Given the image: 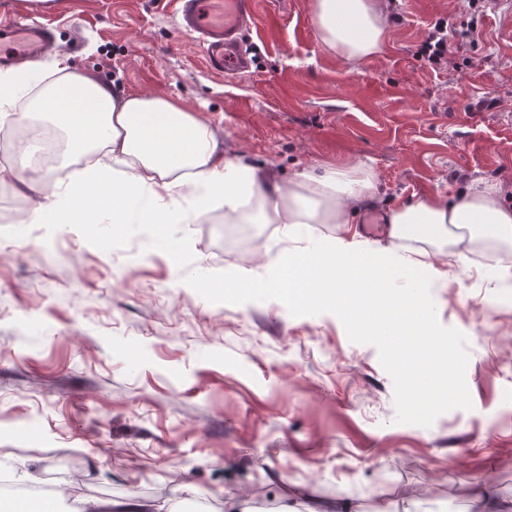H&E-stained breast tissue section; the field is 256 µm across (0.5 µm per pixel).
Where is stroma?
Returning <instances> with one entry per match:
<instances>
[{
  "instance_id": "stroma-1",
  "label": "stroma",
  "mask_w": 512,
  "mask_h": 512,
  "mask_svg": "<svg viewBox=\"0 0 512 512\" xmlns=\"http://www.w3.org/2000/svg\"><path fill=\"white\" fill-rule=\"evenodd\" d=\"M42 20L61 63L118 95L149 92L208 120L228 156L288 181L305 168L370 163L385 192L357 227L426 193L481 177L512 183V0H391L387 44L347 67L320 41L313 0H256L259 50L233 78L204 64L170 0H51ZM476 28L437 67L417 54L436 22ZM0 512L10 487L57 486V512L94 500L146 512H512V303L477 259L448 258L439 322L469 342L472 409L432 426L395 420L377 349L331 313L295 317L248 290L197 280L257 263L232 258L223 212L166 225L155 243L90 225V237L27 225L15 264L12 211L50 197L55 176L1 158Z\"/></svg>"
}]
</instances>
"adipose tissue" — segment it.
<instances>
[{
	"instance_id": "ef3b65f1",
	"label": "adipose tissue",
	"mask_w": 512,
	"mask_h": 512,
	"mask_svg": "<svg viewBox=\"0 0 512 512\" xmlns=\"http://www.w3.org/2000/svg\"><path fill=\"white\" fill-rule=\"evenodd\" d=\"M320 39L339 62L355 66L377 55L391 24L388 0H314ZM43 83L42 112L62 125L70 140L85 149L105 148L109 163L93 162L83 179L61 184L52 199L30 209V221L53 228L65 225L126 224L148 233L156 224H190L221 209L244 224H273L259 277L244 272L218 274L258 295L287 298L294 278L316 272V287L330 288L328 309L353 315V289L375 290L405 281L410 301L392 310L411 319L412 329L428 334L436 308L430 284L448 279L434 263L435 250L485 258V271L512 280V185L476 177L457 191L427 194L389 213L387 245L369 240L354 226L356 215L377 207L380 181L373 166L341 163L319 171L302 170L282 184L226 156L210 124L173 101L142 93L120 97L89 76L70 70L43 82L38 70L0 76V99L30 83ZM304 224H333L337 235L308 239ZM424 228V246L407 252L413 227ZM297 238L289 256L284 243Z\"/></svg>"
}]
</instances>
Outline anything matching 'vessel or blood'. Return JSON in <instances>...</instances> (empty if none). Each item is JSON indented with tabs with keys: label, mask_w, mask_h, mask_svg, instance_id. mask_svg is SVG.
Wrapping results in <instances>:
<instances>
[{
	"label": "vessel or blood",
	"mask_w": 512,
	"mask_h": 512,
	"mask_svg": "<svg viewBox=\"0 0 512 512\" xmlns=\"http://www.w3.org/2000/svg\"><path fill=\"white\" fill-rule=\"evenodd\" d=\"M175 6L185 32L196 36L211 71L229 76L250 71L251 51L241 36L255 20L253 0H175ZM0 39L11 44L9 52L0 53V66L38 59L52 43L48 27L33 16L0 25Z\"/></svg>",
	"instance_id": "obj_1"
}]
</instances>
